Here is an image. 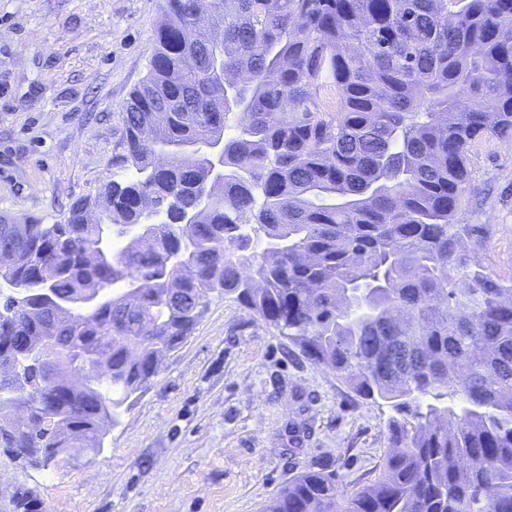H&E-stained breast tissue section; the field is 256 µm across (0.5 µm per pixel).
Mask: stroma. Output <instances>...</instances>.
<instances>
[{
    "instance_id": "stroma-1",
    "label": "stroma",
    "mask_w": 512,
    "mask_h": 512,
    "mask_svg": "<svg viewBox=\"0 0 512 512\" xmlns=\"http://www.w3.org/2000/svg\"><path fill=\"white\" fill-rule=\"evenodd\" d=\"M161 19L162 0H0V216L56 224L112 180ZM468 170L455 221L488 225L481 257L511 277L512 143L476 141ZM391 414L214 294L97 454L36 469L0 451V493L32 490L45 512H264L313 463L342 490L372 482Z\"/></svg>"
}]
</instances>
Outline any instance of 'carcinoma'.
<instances>
[{
	"label": "carcinoma",
	"mask_w": 512,
	"mask_h": 512,
	"mask_svg": "<svg viewBox=\"0 0 512 512\" xmlns=\"http://www.w3.org/2000/svg\"><path fill=\"white\" fill-rule=\"evenodd\" d=\"M197 2L163 0L124 106L115 164L134 176L57 224L0 217V364L17 371L0 448L43 468L99 450L101 423L217 293L393 411L372 483L340 492L314 464L265 512H512V277L478 259L486 225L453 223L472 144L512 140V0H210L219 46ZM215 142L224 183L205 203ZM158 204L149 245L114 247ZM5 507L40 500L17 491Z\"/></svg>",
	"instance_id": "carcinoma-1"
}]
</instances>
